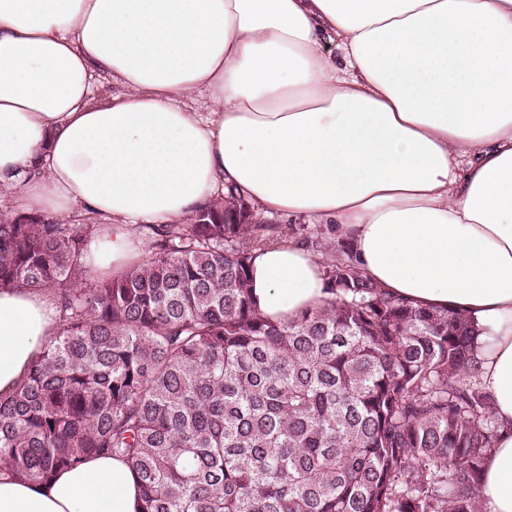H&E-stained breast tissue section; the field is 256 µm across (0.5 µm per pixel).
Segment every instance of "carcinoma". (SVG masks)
Wrapping results in <instances>:
<instances>
[{
    "instance_id": "cac0c4a2",
    "label": "carcinoma",
    "mask_w": 512,
    "mask_h": 512,
    "mask_svg": "<svg viewBox=\"0 0 512 512\" xmlns=\"http://www.w3.org/2000/svg\"><path fill=\"white\" fill-rule=\"evenodd\" d=\"M103 229L0 219V288L48 292L59 319L0 396V471L117 458L141 512H482L497 423L467 381L468 316L390 295L330 228L296 238L233 188L187 224L137 225L146 256L84 283ZM288 241L326 257L329 297L273 321L251 261Z\"/></svg>"
}]
</instances>
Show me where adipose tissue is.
<instances>
[{"label": "adipose tissue", "mask_w": 512, "mask_h": 512, "mask_svg": "<svg viewBox=\"0 0 512 512\" xmlns=\"http://www.w3.org/2000/svg\"><path fill=\"white\" fill-rule=\"evenodd\" d=\"M225 185L335 225L391 294L477 324L468 377L498 423L479 498L512 512V0H0L9 214L107 224L86 262L118 273L136 225L186 223ZM250 280L278 321L327 297L293 242ZM57 329L50 295L0 289V396ZM139 510L117 459L0 471V512Z\"/></svg>", "instance_id": "1"}]
</instances>
